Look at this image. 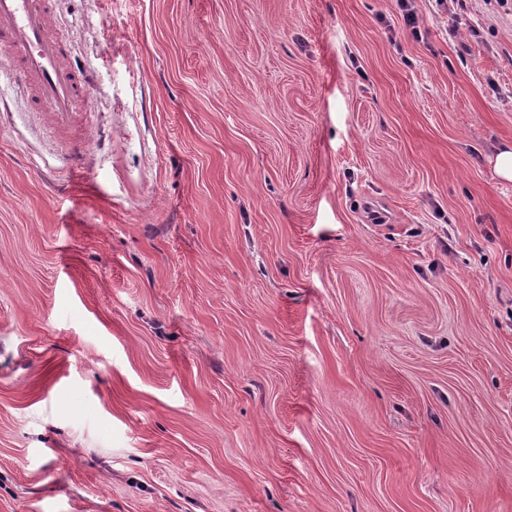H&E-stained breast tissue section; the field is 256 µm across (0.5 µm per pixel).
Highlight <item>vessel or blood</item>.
Masks as SVG:
<instances>
[{
  "mask_svg": "<svg viewBox=\"0 0 512 512\" xmlns=\"http://www.w3.org/2000/svg\"><path fill=\"white\" fill-rule=\"evenodd\" d=\"M56 0H0V48L15 56L8 74L35 111L67 116L80 106L85 76L66 64L67 45L52 20Z\"/></svg>",
  "mask_w": 512,
  "mask_h": 512,
  "instance_id": "vessel-or-blood-1",
  "label": "vessel or blood"
}]
</instances>
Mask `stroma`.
Instances as JSON below:
<instances>
[{
	"label": "stroma",
	"mask_w": 512,
	"mask_h": 512,
	"mask_svg": "<svg viewBox=\"0 0 512 512\" xmlns=\"http://www.w3.org/2000/svg\"><path fill=\"white\" fill-rule=\"evenodd\" d=\"M57 0L0 91V512H512V8ZM56 0H0V41L16 57L15 78L36 112H77L85 76L65 63L67 45L52 21Z\"/></svg>",
	"instance_id": "obj_1"
}]
</instances>
